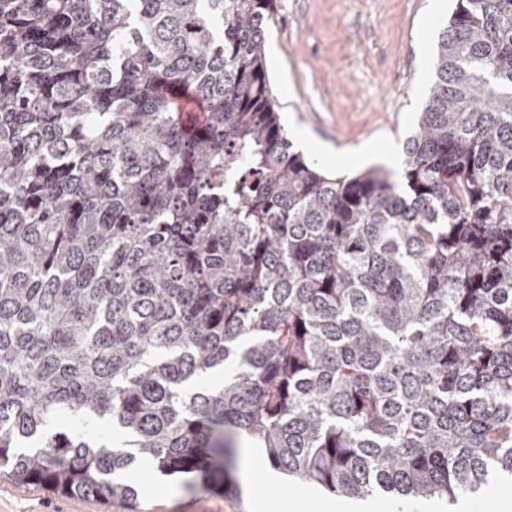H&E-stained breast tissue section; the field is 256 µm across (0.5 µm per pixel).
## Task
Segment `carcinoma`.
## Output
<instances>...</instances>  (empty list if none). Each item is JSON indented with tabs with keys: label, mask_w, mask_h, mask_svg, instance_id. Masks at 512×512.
Listing matches in <instances>:
<instances>
[{
	"label": "carcinoma",
	"mask_w": 512,
	"mask_h": 512,
	"mask_svg": "<svg viewBox=\"0 0 512 512\" xmlns=\"http://www.w3.org/2000/svg\"><path fill=\"white\" fill-rule=\"evenodd\" d=\"M274 11L0 0V475L233 492L243 435L346 499L512 485V0H457L399 181L292 150ZM171 103L176 112L189 121L196 122L204 119L205 108L202 103L186 94L175 95Z\"/></svg>",
	"instance_id": "cac0c4a2"
}]
</instances>
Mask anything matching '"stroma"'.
<instances>
[{
	"mask_svg": "<svg viewBox=\"0 0 512 512\" xmlns=\"http://www.w3.org/2000/svg\"><path fill=\"white\" fill-rule=\"evenodd\" d=\"M456 0H275L266 41L272 97L284 127L347 155L402 149L434 80L433 51ZM239 493H203L145 468L136 505L76 499L0 478V512H257L287 506L301 486L268 481L239 453Z\"/></svg>",
	"mask_w": 512,
	"mask_h": 512,
	"instance_id": "1",
	"label": "stroma"
}]
</instances>
